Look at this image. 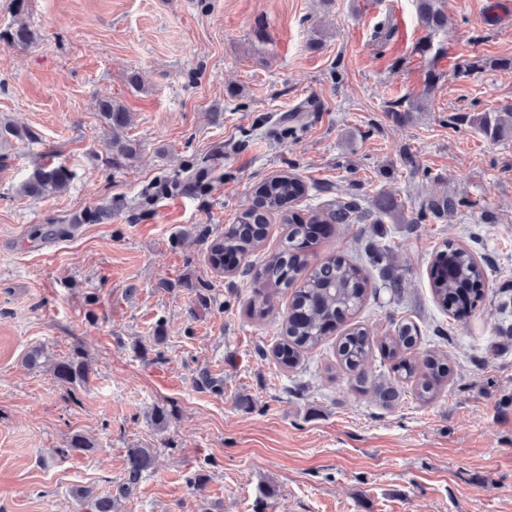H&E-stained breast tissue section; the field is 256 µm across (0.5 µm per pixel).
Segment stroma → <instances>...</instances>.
I'll use <instances>...</instances> for the list:
<instances>
[{"instance_id":"obj_1","label":"stroma","mask_w":512,"mask_h":512,"mask_svg":"<svg viewBox=\"0 0 512 512\" xmlns=\"http://www.w3.org/2000/svg\"><path fill=\"white\" fill-rule=\"evenodd\" d=\"M498 2L447 0L433 33L416 0H25L19 14L0 0V31L37 36L0 43V121L36 134L0 144V512H88L85 488L117 496V512H512V338L492 310L512 288V133L478 127L512 103V70L489 65L512 58V11L486 19ZM424 92L409 120L388 112ZM107 96L137 146L122 168L106 161ZM43 153L70 170L68 189L20 195ZM282 171L306 186L302 216L356 202L361 220L310 257L361 269L353 321L372 337L407 318L421 348L447 354L431 403L406 385L388 406L356 389L336 331L283 369L290 291L258 320V283L212 268L211 241ZM386 193L400 209L379 212ZM447 195L465 207L415 221ZM446 239L488 273L462 317L429 286ZM77 353L87 382H57L54 362ZM75 434L94 452L68 451ZM137 445L154 461L121 498ZM35 39V32L29 26L22 23L10 27L4 32H0V41H3L8 46L26 47L33 43Z\"/></svg>"}]
</instances>
